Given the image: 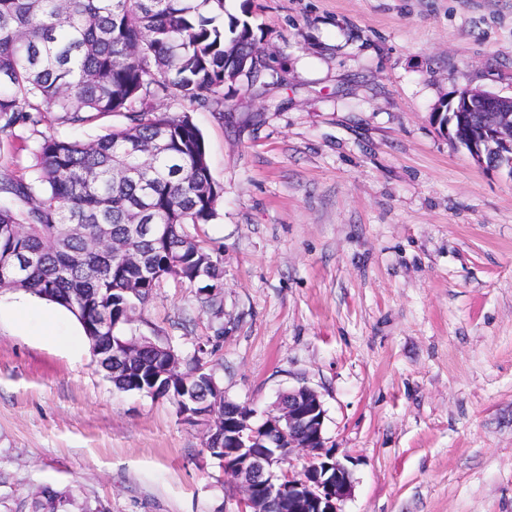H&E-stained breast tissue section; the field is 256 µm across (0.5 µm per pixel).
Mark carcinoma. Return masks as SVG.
I'll list each match as a JSON object with an SVG mask.
<instances>
[{
	"instance_id": "1",
	"label": "carcinoma",
	"mask_w": 512,
	"mask_h": 512,
	"mask_svg": "<svg viewBox=\"0 0 512 512\" xmlns=\"http://www.w3.org/2000/svg\"><path fill=\"white\" fill-rule=\"evenodd\" d=\"M243 18L224 24V0H0V142L18 126L38 136V175L0 179V288L56 303L86 326L123 321L182 264V282L223 285L224 269L193 233L209 223L221 188L188 115L163 107L224 103V85L263 37ZM250 86L269 66L246 63ZM119 113L127 122L91 142L39 130L83 126ZM101 224H169L165 241L127 252L97 241ZM135 281L138 295L122 292Z\"/></svg>"
}]
</instances>
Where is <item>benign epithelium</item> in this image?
<instances>
[{"label":"benign epithelium","instance_id":"1","mask_svg":"<svg viewBox=\"0 0 512 512\" xmlns=\"http://www.w3.org/2000/svg\"><path fill=\"white\" fill-rule=\"evenodd\" d=\"M447 106L448 112L434 113V120L438 124L446 116L443 134L448 141L465 148L480 166L512 177V97L470 88ZM166 235L165 224L126 225L130 239L160 240ZM146 348L157 354V368L148 381L134 383L142 387L141 394L157 398L159 380L179 369V359L154 341L144 336L112 340L100 358L101 369L109 379ZM182 416L207 426V451L233 486L238 512H267L271 502L280 512H343L352 477L327 449L326 413L313 389L300 386L280 395L260 423L247 406L208 393L184 402ZM292 456L304 459L301 468L288 467Z\"/></svg>","mask_w":512,"mask_h":512}]
</instances>
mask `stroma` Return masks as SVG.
Here are the masks:
<instances>
[{
  "label": "stroma",
  "mask_w": 512,
  "mask_h": 512,
  "mask_svg": "<svg viewBox=\"0 0 512 512\" xmlns=\"http://www.w3.org/2000/svg\"><path fill=\"white\" fill-rule=\"evenodd\" d=\"M278 82L191 112L224 193L199 234L220 305L163 280L125 326L264 414L318 392L343 512H512V179L441 136L469 86L512 96V0H254ZM34 138L0 177H36ZM167 399L121 392L66 309L0 289V512H237Z\"/></svg>",
  "instance_id": "obj_1"
}]
</instances>
